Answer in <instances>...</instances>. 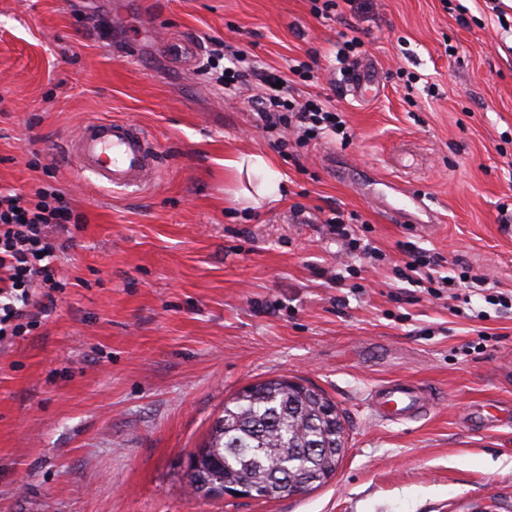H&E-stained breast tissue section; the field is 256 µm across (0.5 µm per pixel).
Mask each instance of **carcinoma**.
Listing matches in <instances>:
<instances>
[{"instance_id": "cac0c4a2", "label": "carcinoma", "mask_w": 512, "mask_h": 512, "mask_svg": "<svg viewBox=\"0 0 512 512\" xmlns=\"http://www.w3.org/2000/svg\"><path fill=\"white\" fill-rule=\"evenodd\" d=\"M345 422L316 387L286 378L248 385L224 402L209 441L189 454L187 485L195 495L217 498L247 479L254 498L275 500L267 494L272 480L288 476L305 492L336 472Z\"/></svg>"}]
</instances>
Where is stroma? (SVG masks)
Listing matches in <instances>:
<instances>
[{
  "instance_id": "35a3bbf8",
  "label": "stroma",
  "mask_w": 512,
  "mask_h": 512,
  "mask_svg": "<svg viewBox=\"0 0 512 512\" xmlns=\"http://www.w3.org/2000/svg\"><path fill=\"white\" fill-rule=\"evenodd\" d=\"M0 0V188L51 185L81 217L57 266L65 295L0 348V512H512V6L489 0H354L332 19L310 0ZM380 77L357 97L336 52ZM280 71L343 112L349 144L299 161L271 149L257 115L199 66L212 42ZM91 119L147 128L161 178L132 196L77 172ZM260 154L281 202L246 206L225 159ZM408 195L395 193L394 185ZM357 213L375 257L347 253L325 220ZM439 254L403 287L400 243ZM285 376L346 416L324 485L276 500H201L185 485L225 400ZM430 388L426 418L379 422L367 392ZM483 406L491 430L468 417Z\"/></svg>"
}]
</instances>
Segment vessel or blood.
Segmentation results:
<instances>
[{
    "mask_svg": "<svg viewBox=\"0 0 512 512\" xmlns=\"http://www.w3.org/2000/svg\"><path fill=\"white\" fill-rule=\"evenodd\" d=\"M77 170L92 183L129 192L142 190L162 165L152 134L123 120L90 121L71 144ZM369 404L382 422L413 421L426 417L433 394L418 383L392 379L374 386Z\"/></svg>",
    "mask_w": 512,
    "mask_h": 512,
    "instance_id": "b4317fda",
    "label": "vessel or blood"
}]
</instances>
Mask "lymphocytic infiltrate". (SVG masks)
Wrapping results in <instances>:
<instances>
[{
    "mask_svg": "<svg viewBox=\"0 0 512 512\" xmlns=\"http://www.w3.org/2000/svg\"><path fill=\"white\" fill-rule=\"evenodd\" d=\"M216 54H209L207 70H218L226 90L253 91L260 126L270 146L282 156L291 147L304 148L325 137L348 143L351 133L342 113L328 101L295 98L291 76L316 81L307 63L291 66L289 72L247 66L245 56L230 50L229 64L221 68ZM80 217L62 193L51 186L31 192H0V347L12 345L36 324L40 314L55 305L67 284L55 266L66 237L79 226Z\"/></svg>",
    "mask_w": 512,
    "mask_h": 512,
    "instance_id": "obj_1",
    "label": "lymphocytic infiltrate"
}]
</instances>
